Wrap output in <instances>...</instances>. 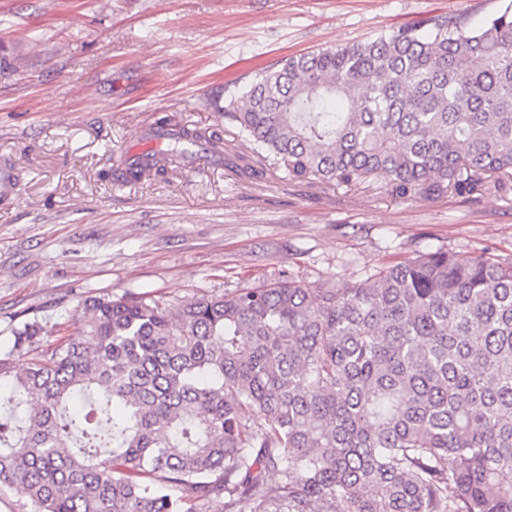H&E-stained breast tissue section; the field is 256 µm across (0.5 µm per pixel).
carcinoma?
I'll return each mask as SVG.
<instances>
[{"instance_id": "carcinoma-1", "label": "carcinoma", "mask_w": 512, "mask_h": 512, "mask_svg": "<svg viewBox=\"0 0 512 512\" xmlns=\"http://www.w3.org/2000/svg\"><path fill=\"white\" fill-rule=\"evenodd\" d=\"M224 124L250 153L162 117L165 149L122 178L207 145L243 179L272 160L400 198L503 185L512 3L287 58L224 98ZM2 389L0 486L33 512H512V263L436 250L331 288L88 297L76 336L14 331Z\"/></svg>"}]
</instances>
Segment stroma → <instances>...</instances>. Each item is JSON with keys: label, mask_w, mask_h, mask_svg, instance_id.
Returning <instances> with one entry per match:
<instances>
[{"label": "stroma", "mask_w": 512, "mask_h": 512, "mask_svg": "<svg viewBox=\"0 0 512 512\" xmlns=\"http://www.w3.org/2000/svg\"><path fill=\"white\" fill-rule=\"evenodd\" d=\"M512 0H0V353L35 320L77 332L90 296L184 300L285 271L353 283L440 248L512 261V182L461 197L392 195L188 159L163 178L116 179L163 113L223 129L225 97L287 57L432 16L481 26ZM19 186L10 163H0V199L7 203L18 196Z\"/></svg>", "instance_id": "stroma-1"}]
</instances>
